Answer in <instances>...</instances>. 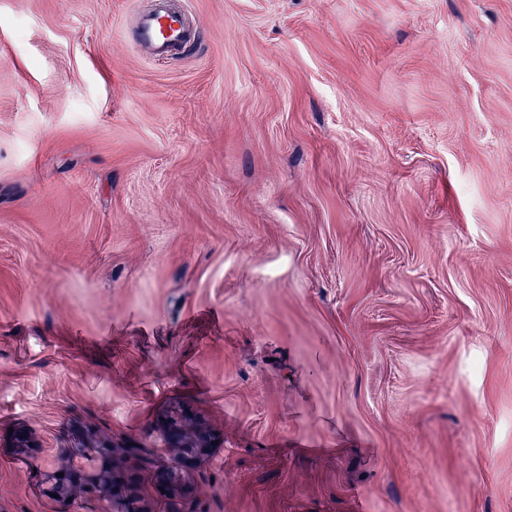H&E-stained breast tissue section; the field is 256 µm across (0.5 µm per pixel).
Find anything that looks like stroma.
Returning a JSON list of instances; mask_svg holds the SVG:
<instances>
[{
  "label": "stroma",
  "instance_id": "obj_1",
  "mask_svg": "<svg viewBox=\"0 0 512 512\" xmlns=\"http://www.w3.org/2000/svg\"><path fill=\"white\" fill-rule=\"evenodd\" d=\"M176 5L0 0V512H512V0ZM185 15L178 9L161 7L135 16L133 36L155 59L174 56L188 38ZM164 447L175 452L176 459L172 468L165 470L168 474V483L164 493L169 496L187 493L186 488L181 484V471L188 466H193L202 461L208 448H213L215 439L211 434L202 428L192 424L183 415L175 414L166 417L161 425ZM114 445L108 439L93 444H83L71 448L68 466L53 473L45 488L48 497L62 506L64 512L72 511L80 499H94L99 503L100 512H142L141 495L138 484L128 478L124 485H114L107 477L112 472ZM91 455L98 450L95 470L86 469L82 464L84 449ZM63 473V476H60ZM57 495V498L51 497Z\"/></svg>",
  "mask_w": 512,
  "mask_h": 512
}]
</instances>
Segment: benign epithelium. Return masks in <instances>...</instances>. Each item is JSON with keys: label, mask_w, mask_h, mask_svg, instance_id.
Listing matches in <instances>:
<instances>
[{"label": "benign epithelium", "mask_w": 512, "mask_h": 512, "mask_svg": "<svg viewBox=\"0 0 512 512\" xmlns=\"http://www.w3.org/2000/svg\"><path fill=\"white\" fill-rule=\"evenodd\" d=\"M164 447L175 452L172 468L166 470L168 483L164 493L169 496L186 493L181 484V471L202 461L211 444V434L192 424L186 417L175 414L165 418L161 425ZM98 450L96 469L89 470L82 464L84 449ZM79 445L71 449L68 466L53 473L45 488L46 495L55 494V501L63 512H72L80 499H93L99 503L100 512H143L138 484L131 478L124 485H115L107 477L112 472L114 448L108 439L91 445Z\"/></svg>", "instance_id": "obj_1"}]
</instances>
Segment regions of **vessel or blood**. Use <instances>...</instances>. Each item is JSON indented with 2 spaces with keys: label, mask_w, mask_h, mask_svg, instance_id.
Returning <instances> with one entry per match:
<instances>
[{
  "label": "vessel or blood",
  "mask_w": 512,
  "mask_h": 512,
  "mask_svg": "<svg viewBox=\"0 0 512 512\" xmlns=\"http://www.w3.org/2000/svg\"><path fill=\"white\" fill-rule=\"evenodd\" d=\"M133 36L154 58L172 57L188 37L185 15L169 7L137 13Z\"/></svg>",
  "instance_id": "vessel-or-blood-1"
}]
</instances>
